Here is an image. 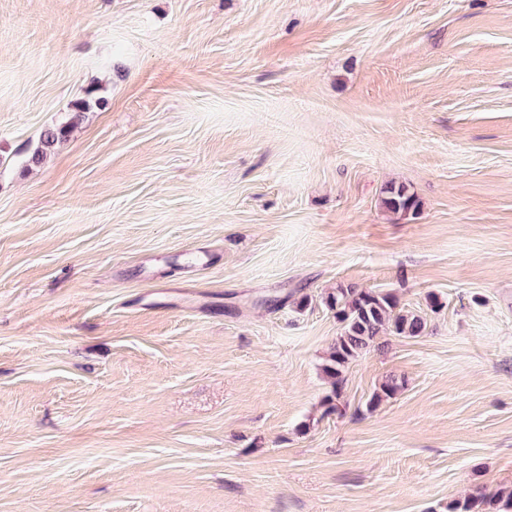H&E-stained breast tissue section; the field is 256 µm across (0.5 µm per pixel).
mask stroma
I'll use <instances>...</instances> for the list:
<instances>
[{"mask_svg": "<svg viewBox=\"0 0 512 512\" xmlns=\"http://www.w3.org/2000/svg\"><path fill=\"white\" fill-rule=\"evenodd\" d=\"M341 284L426 329L328 415ZM482 488L512 489V0H0V512ZM74 121L64 124L53 126L45 129L38 140L35 149L28 156L26 167L40 166L44 164L52 154H54L57 147L63 142L67 141L73 128ZM381 205L393 214H406L418 208V200L405 186H386L382 192Z\"/></svg>", "mask_w": 512, "mask_h": 512, "instance_id": "1", "label": "stroma"}]
</instances>
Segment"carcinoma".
Returning <instances> with one entry per match:
<instances>
[{
    "label": "carcinoma",
    "instance_id": "carcinoma-1",
    "mask_svg": "<svg viewBox=\"0 0 512 512\" xmlns=\"http://www.w3.org/2000/svg\"><path fill=\"white\" fill-rule=\"evenodd\" d=\"M74 123L45 129L35 149L26 160V166L44 164L57 147L67 141ZM381 205L393 214H406L418 208V200L405 186L389 185L383 190ZM325 305L342 331L331 347L323 372L329 379L331 391L326 396L324 414L339 411L335 400L339 399L345 383L344 370L348 364L374 346L380 332L388 329L396 336L417 337L426 328L423 317L398 309L396 298L373 289H359L352 284L339 285L325 297ZM403 386V381L390 377L383 382L368 401L375 408L394 396ZM448 512H512V489L495 492L479 491L463 502L448 504Z\"/></svg>",
    "mask_w": 512,
    "mask_h": 512
}]
</instances>
